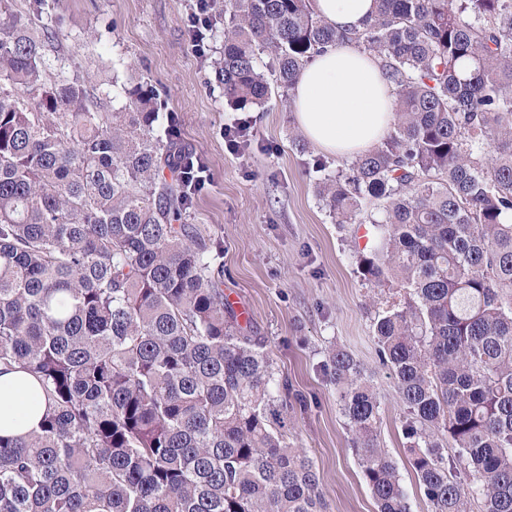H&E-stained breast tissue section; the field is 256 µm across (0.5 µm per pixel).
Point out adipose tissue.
<instances>
[{"mask_svg": "<svg viewBox=\"0 0 512 512\" xmlns=\"http://www.w3.org/2000/svg\"><path fill=\"white\" fill-rule=\"evenodd\" d=\"M316 12L340 32H360L377 10L376 0H314ZM395 86L379 59L345 41L329 47L304 67L295 82V119L323 152L354 157L392 130ZM45 407L33 379L23 372L0 374V434L36 429Z\"/></svg>", "mask_w": 512, "mask_h": 512, "instance_id": "ef3b65f1", "label": "adipose tissue"}]
</instances>
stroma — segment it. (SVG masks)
Segmentation results:
<instances>
[{
    "mask_svg": "<svg viewBox=\"0 0 512 512\" xmlns=\"http://www.w3.org/2000/svg\"><path fill=\"white\" fill-rule=\"evenodd\" d=\"M193 4L47 0L32 21L53 32L65 71L80 72L89 87L157 89L178 118L182 145L203 159L209 181L185 221L223 246L214 263L224 270V298L246 310L241 328L266 338L288 380V440L312 456L327 512H376L325 369L336 347L360 362L378 393L380 445L398 463L411 512H430L403 448V408L373 339L372 318L387 292L367 288L358 269L371 227L334 223L314 190L321 174L349 161L307 142L280 93L247 109L253 134L240 154L227 151L224 126L237 114L216 78L224 40L212 37L204 56L192 52L186 24Z\"/></svg>",
    "mask_w": 512,
    "mask_h": 512,
    "instance_id": "stroma-1",
    "label": "stroma"
}]
</instances>
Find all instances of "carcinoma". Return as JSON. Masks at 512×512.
Masks as SVG:
<instances>
[{
	"mask_svg": "<svg viewBox=\"0 0 512 512\" xmlns=\"http://www.w3.org/2000/svg\"><path fill=\"white\" fill-rule=\"evenodd\" d=\"M216 7L234 110L293 90L339 42L381 60L393 129L317 193L336 223L374 228L376 351L431 512H512V0H377L354 34L313 0ZM52 42L0 0V367L32 375L46 408L0 436V512H323L312 457L287 442L288 384L183 223L176 120L157 136L140 84L51 76ZM326 366L377 512H410L374 386L342 347Z\"/></svg>",
	"mask_w": 512,
	"mask_h": 512,
	"instance_id": "carcinoma-1",
	"label": "carcinoma"
}]
</instances>
